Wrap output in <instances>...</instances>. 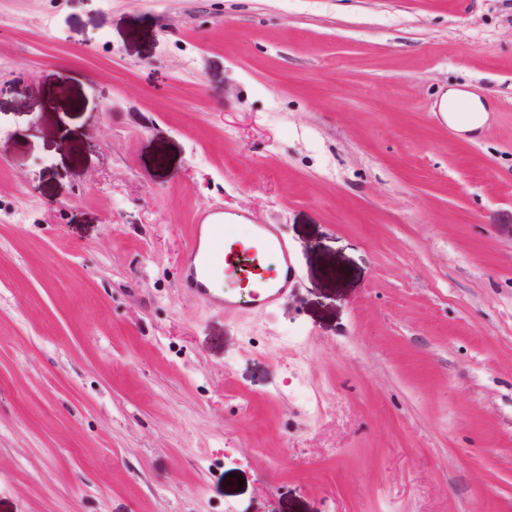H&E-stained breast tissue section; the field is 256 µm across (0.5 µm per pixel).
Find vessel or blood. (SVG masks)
Returning a JSON list of instances; mask_svg holds the SVG:
<instances>
[{"instance_id":"b4317fda","label":"vessel or blood","mask_w":512,"mask_h":512,"mask_svg":"<svg viewBox=\"0 0 512 512\" xmlns=\"http://www.w3.org/2000/svg\"><path fill=\"white\" fill-rule=\"evenodd\" d=\"M252 240L255 258L268 263L269 268L249 276L248 298L253 307L268 309L287 296L294 285L296 270L288 242L276 225H254ZM245 253L235 219L221 210L201 214L186 252L183 287L218 310L239 305V298L224 294L217 282L220 275H236L237 260Z\"/></svg>"}]
</instances>
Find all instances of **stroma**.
<instances>
[{
	"mask_svg": "<svg viewBox=\"0 0 512 512\" xmlns=\"http://www.w3.org/2000/svg\"><path fill=\"white\" fill-rule=\"evenodd\" d=\"M0 512H512V0H0ZM252 240L259 248L245 249L240 241L239 224L225 216L223 210L207 211L199 216L194 234L187 248L183 267L182 285L199 299L217 310H225L240 304L241 298L225 295L217 282L224 276L242 277L237 271L236 258L255 256L267 262L270 270L250 275L248 300L253 307L268 309L288 295L296 279L288 241L275 224L253 225Z\"/></svg>",
	"mask_w": 512,
	"mask_h": 512,
	"instance_id": "stroma-1",
	"label": "stroma"
}]
</instances>
